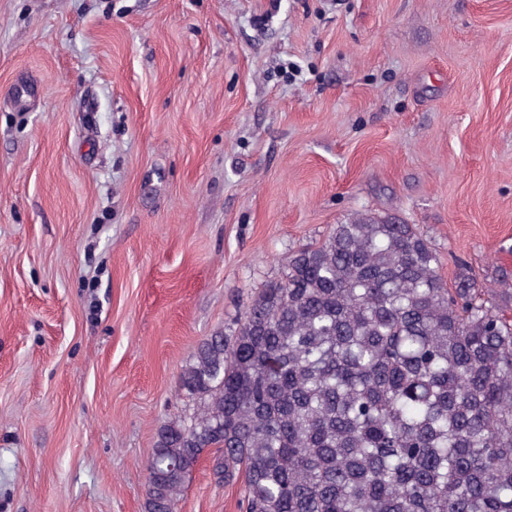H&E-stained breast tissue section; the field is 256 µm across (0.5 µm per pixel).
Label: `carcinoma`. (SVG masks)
Returning a JSON list of instances; mask_svg holds the SVG:
<instances>
[{
	"label": "carcinoma",
	"instance_id": "1",
	"mask_svg": "<svg viewBox=\"0 0 512 512\" xmlns=\"http://www.w3.org/2000/svg\"><path fill=\"white\" fill-rule=\"evenodd\" d=\"M415 225L364 211L193 352L147 465L174 512L207 450L246 512H512V316Z\"/></svg>",
	"mask_w": 512,
	"mask_h": 512
}]
</instances>
